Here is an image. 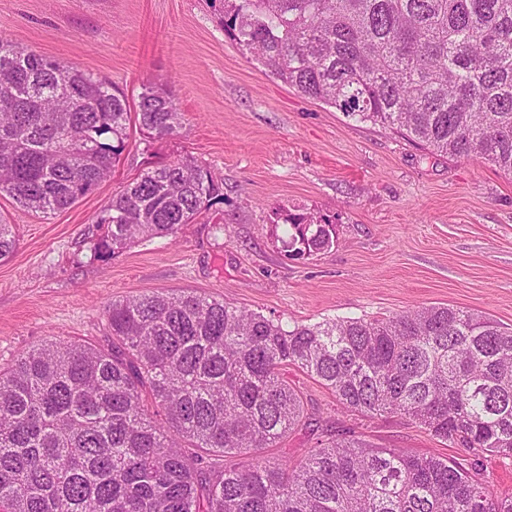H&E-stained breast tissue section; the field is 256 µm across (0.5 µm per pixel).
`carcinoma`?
Masks as SVG:
<instances>
[{"label":"carcinoma","instance_id":"1","mask_svg":"<svg viewBox=\"0 0 512 512\" xmlns=\"http://www.w3.org/2000/svg\"><path fill=\"white\" fill-rule=\"evenodd\" d=\"M242 53L302 95L423 149L512 176V0H210ZM182 127L162 84L112 83L0 38V196L65 210L106 181L135 131ZM224 201L187 156L129 182L96 216L94 255L174 236ZM287 252L332 224L283 217ZM16 248L0 218V260ZM108 348L71 341L0 369V512H512L481 458L512 460V332L446 306L286 327L194 290L112 301ZM295 366L344 413L399 414L469 455L441 458L311 425ZM251 455L217 467L205 457ZM319 433L311 434L308 430H298L288 437L281 440L278 448H269L268 454L271 456L286 455L288 457L298 459L304 457L308 448H312L320 437Z\"/></svg>","mask_w":512,"mask_h":512}]
</instances>
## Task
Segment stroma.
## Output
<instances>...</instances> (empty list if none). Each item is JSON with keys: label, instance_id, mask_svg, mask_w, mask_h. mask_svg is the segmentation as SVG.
<instances>
[{"label": "stroma", "instance_id": "stroma-1", "mask_svg": "<svg viewBox=\"0 0 512 512\" xmlns=\"http://www.w3.org/2000/svg\"><path fill=\"white\" fill-rule=\"evenodd\" d=\"M112 81L129 97L162 83L179 134L133 138L112 176L48 216L0 197L14 253L0 260V366L42 344L109 342L112 300L193 288L281 321L383 318L450 305L512 331V177L476 158L434 155L307 98L247 59L206 0H0V38ZM190 155L221 180L214 205L176 237L93 252V221L143 169ZM330 220L331 248L291 256L280 214ZM288 381L337 429L418 454L460 448L398 415L337 411L297 367Z\"/></svg>", "mask_w": 512, "mask_h": 512}]
</instances>
